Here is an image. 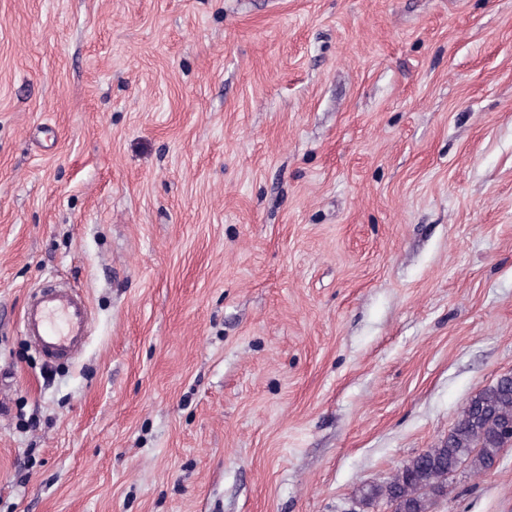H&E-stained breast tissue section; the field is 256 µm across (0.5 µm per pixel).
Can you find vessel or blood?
<instances>
[{"instance_id": "vessel-or-blood-1", "label": "vessel or blood", "mask_w": 512, "mask_h": 512, "mask_svg": "<svg viewBox=\"0 0 512 512\" xmlns=\"http://www.w3.org/2000/svg\"><path fill=\"white\" fill-rule=\"evenodd\" d=\"M22 322L26 335L35 337L46 351L66 357L89 334V306L71 290L48 291L27 304Z\"/></svg>"}]
</instances>
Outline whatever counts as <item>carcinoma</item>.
Wrapping results in <instances>:
<instances>
[{
    "mask_svg": "<svg viewBox=\"0 0 512 512\" xmlns=\"http://www.w3.org/2000/svg\"><path fill=\"white\" fill-rule=\"evenodd\" d=\"M511 446L512 378L468 400L447 438L413 456L384 481L360 490V502H395L396 512H428L429 499L446 493L459 462H466L474 474H485L502 449Z\"/></svg>",
    "mask_w": 512,
    "mask_h": 512,
    "instance_id": "cac0c4a2",
    "label": "carcinoma"
}]
</instances>
